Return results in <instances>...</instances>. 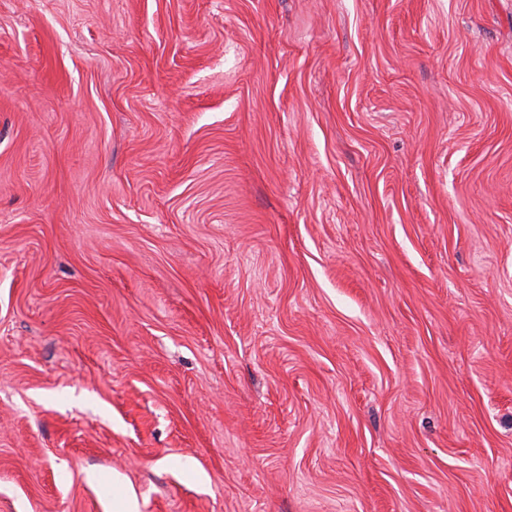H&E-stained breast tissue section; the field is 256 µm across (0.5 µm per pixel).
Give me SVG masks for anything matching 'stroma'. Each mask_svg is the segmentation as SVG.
Segmentation results:
<instances>
[{
	"mask_svg": "<svg viewBox=\"0 0 512 512\" xmlns=\"http://www.w3.org/2000/svg\"><path fill=\"white\" fill-rule=\"evenodd\" d=\"M512 512V0H0V512Z\"/></svg>",
	"mask_w": 512,
	"mask_h": 512,
	"instance_id": "stroma-1",
	"label": "stroma"
}]
</instances>
